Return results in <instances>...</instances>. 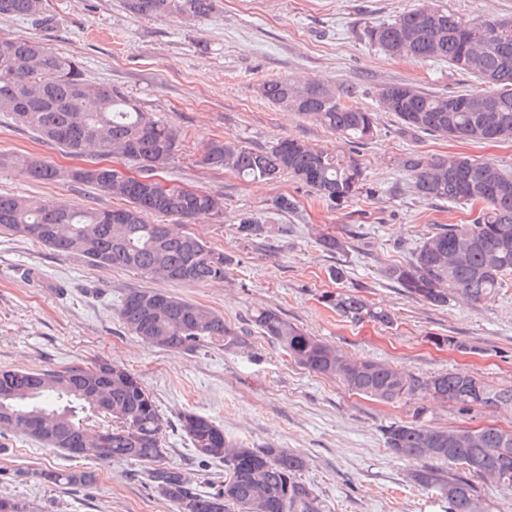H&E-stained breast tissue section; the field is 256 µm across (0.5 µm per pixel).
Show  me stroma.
I'll list each match as a JSON object with an SVG mask.
<instances>
[{"mask_svg": "<svg viewBox=\"0 0 512 512\" xmlns=\"http://www.w3.org/2000/svg\"><path fill=\"white\" fill-rule=\"evenodd\" d=\"M433 4L467 19L512 18V0H218L208 17H139L123 0H46L49 24L0 17V37L33 39L76 60L87 79L123 90L145 111L174 125L180 137L165 177L171 184L218 195L224 213L190 224V232L231 260L226 279L195 285L145 278L88 265L19 234L0 233V370L42 371L99 358L129 369L159 409L167 464L185 470L201 489L224 479L219 460L199 461L178 426L184 412L213 420L231 443L288 448L304 457L301 479L320 512H445L435 492L415 485L421 466L386 448L384 429L410 420L413 405L384 403L349 392L338 380L308 371L254 332L251 314L280 310L308 335L345 356L397 367L421 378L460 369L498 387L512 386V283L495 299L473 305L454 298L443 308L408 297L384 276L408 260L441 224H466L465 206L417 195L402 162L466 156L512 174V139L460 142L406 133L380 103L389 85L434 95L480 92L474 77L446 61L399 60L365 42V27L388 23ZM318 79L343 90L348 103L374 112L372 140L347 143L316 122L263 99L267 79ZM293 137L358 159L365 181L357 200L331 202L288 174L247 183L228 170L200 167L214 141L254 149ZM33 155L60 167L84 164L29 129L0 115V193L85 208L112 209L118 200L86 187L39 183L10 164ZM288 197L293 207L277 210ZM251 218L264 237L248 241L237 226ZM342 232L348 247L331 255L323 232ZM135 291L176 296L223 314L250 334L248 348L174 352L134 336L119 308ZM352 293L387 310L393 322L355 325L325 295ZM453 336L468 343L445 345ZM426 424L443 428L496 426L512 430V409L459 413L428 402ZM44 469H91L80 487L47 486ZM146 464H100L67 457L28 437L0 433V498L22 500L30 512H175L145 480Z\"/></svg>", "mask_w": 512, "mask_h": 512, "instance_id": "stroma-1", "label": "stroma"}]
</instances>
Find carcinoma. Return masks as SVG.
<instances>
[{"mask_svg":"<svg viewBox=\"0 0 512 512\" xmlns=\"http://www.w3.org/2000/svg\"><path fill=\"white\" fill-rule=\"evenodd\" d=\"M135 15H171L191 20L209 16L217 0H125ZM442 25H428L431 13ZM0 16L45 21L44 0H0ZM492 18L467 20L438 7L414 9L394 21L365 28V40L392 58H440L485 86L481 93L439 96L403 85L380 92L384 109L394 113L407 132L423 131L456 140H480L490 125L512 126V35L500 42L490 29ZM0 112L71 153L117 156L136 165L142 179L156 178L174 156L179 130L144 111L120 89L93 84L80 65L36 40L0 37ZM93 89L88 99L71 93L75 84ZM258 93L267 101L318 122L338 137L364 142L374 135V113L344 101V92L314 80H265ZM491 98L498 111L483 112ZM12 163L31 179L57 182V167L31 157ZM201 166L229 170L240 179L273 181L288 173L330 201L355 197L364 171L352 156L313 148L286 137L256 150L235 142H213ZM415 192L423 198L480 205L469 224H448L430 233L409 260L389 265L384 276L407 296L435 307L453 297L473 304L493 300L512 277V175L491 163L467 157L425 161L404 160ZM509 185L506 194L477 196L468 178ZM73 186H90L136 211L128 223L110 220L112 210L68 206L15 194H0V232L21 233L63 255L82 257L89 265L121 269L140 276L205 285L222 282L229 259L201 236L177 231L168 224H149L147 214L172 217L184 224L223 212L221 198L206 191H183L172 185L147 200L132 192L133 180L117 168L95 177L66 179ZM238 233L253 240L264 225L245 219ZM321 249L336 254L347 247L330 233L317 237ZM336 313L352 323H392L386 310L354 294L326 297ZM123 324L139 337L159 336L156 346L194 352L209 347L246 349L248 337L224 316L203 306L159 292L135 291L121 304ZM251 322L262 336L288 357L316 374L339 380L366 398L391 403L411 401L423 392L434 400L452 402L468 414L473 405L494 412L512 406V387L494 388L463 371L429 378L415 377L371 360H352L288 321L280 311L257 310ZM95 394L98 414L110 419L100 430V443L86 457L101 463L132 460L151 463L147 479L176 512H257L263 501L268 512H320L316 497L301 481L305 459L286 448H248L230 444L212 420L193 413L180 416V427L199 458L224 461V482L210 491L197 489L185 471L162 463L167 453L163 424L152 395L129 370L106 359L58 370L0 371V426L27 435L50 448L75 455L76 438ZM425 408L413 409L412 420L385 428V444L399 458L424 461L411 474L413 482L436 491L448 501V512H493L494 504L475 482L480 479L512 489V430L486 426L446 429L425 424ZM39 479L52 486H82L96 480L93 470H42Z\"/></svg>","mask_w":512,"mask_h":512,"instance_id":"obj_1","label":"carcinoma"}]
</instances>
